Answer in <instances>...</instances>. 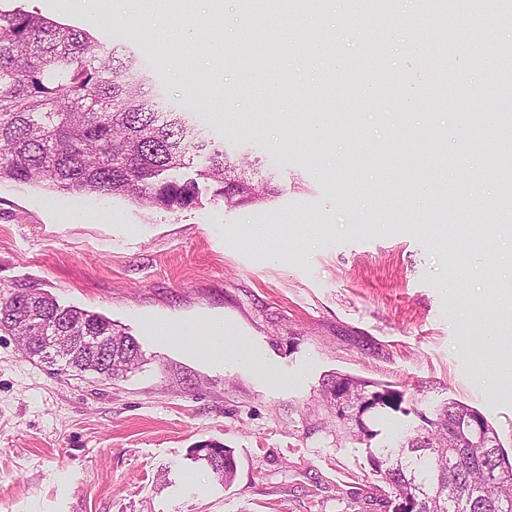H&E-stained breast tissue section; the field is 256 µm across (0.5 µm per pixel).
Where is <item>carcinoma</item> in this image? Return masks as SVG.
I'll return each mask as SVG.
<instances>
[{"instance_id":"cac0c4a2","label":"carcinoma","mask_w":512,"mask_h":512,"mask_svg":"<svg viewBox=\"0 0 512 512\" xmlns=\"http://www.w3.org/2000/svg\"><path fill=\"white\" fill-rule=\"evenodd\" d=\"M446 41L421 47L423 59L434 68L444 66L450 45ZM505 86H512V45L488 50ZM504 132L500 149L486 160L497 174L501 194L512 195V113L499 118ZM200 158L196 177L180 170ZM259 160L230 155L224 146L205 139L189 119L164 112L153 100L147 68L140 59L123 61L114 51L70 28L22 9H0V182L38 183L56 191L99 193L127 197L139 205L166 210L196 204L199 181L217 185L227 207L263 203L278 194L271 179L257 176ZM31 288L0 287V306L14 301L27 311ZM44 321L62 322L74 335L118 336L131 347L138 342L112 327L106 318L62 307L38 295ZM59 373L104 376L100 364L89 362L82 346L67 358L43 357ZM373 410L405 411L404 394L392 389L367 390L357 383ZM349 420L354 435L369 439L373 431L353 406ZM423 425L395 448L373 456L382 506L395 508L400 499L414 501L417 512H512V459L498 433L477 408L447 401ZM481 425L475 448L452 434L462 419ZM212 470L234 480V451L205 458Z\"/></svg>"}]
</instances>
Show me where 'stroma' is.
Segmentation results:
<instances>
[{"instance_id":"obj_1","label":"stroma","mask_w":512,"mask_h":512,"mask_svg":"<svg viewBox=\"0 0 512 512\" xmlns=\"http://www.w3.org/2000/svg\"><path fill=\"white\" fill-rule=\"evenodd\" d=\"M85 30L107 48L142 54L164 109L186 113L203 137L259 159L280 193L226 208L202 185L197 204L168 211L121 197L0 183V287H34L63 307L99 314L135 338L141 363L123 378L55 374L0 331V512H385L369 455L397 445L450 399L479 409L512 455V235L483 247L482 229L504 207L481 159L490 135L459 149V115L492 114L476 40L448 53V78L468 74L469 101L448 104L419 55L400 54L368 22L340 27L332 0L319 14L292 10L230 30L185 27L196 0H150L89 18L85 0H0ZM395 27L419 42L449 26L512 41L499 0L454 20L392 0ZM324 41L336 59L384 74L383 98L352 97L337 81L335 127L313 136L320 102L302 92L322 66L298 54ZM252 43L251 72L279 89L269 96L242 75L238 50ZM274 44L278 60L257 54ZM172 53L197 87L177 80ZM447 140L451 198L470 230L451 249L433 227L447 199L434 197L428 129ZM199 333L224 326L226 345L260 349L266 364L241 369L231 355L201 358L149 332V322ZM344 374L404 392L405 412L377 410L374 436L349 433L323 399ZM232 448L237 476L224 484L193 448Z\"/></svg>"}]
</instances>
